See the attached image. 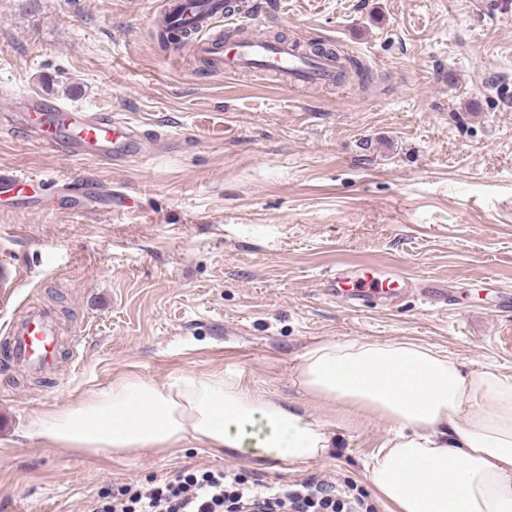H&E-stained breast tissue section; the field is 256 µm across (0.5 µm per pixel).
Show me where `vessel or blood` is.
Returning a JSON list of instances; mask_svg holds the SVG:
<instances>
[{
	"label": "vessel or blood",
	"mask_w": 512,
	"mask_h": 512,
	"mask_svg": "<svg viewBox=\"0 0 512 512\" xmlns=\"http://www.w3.org/2000/svg\"><path fill=\"white\" fill-rule=\"evenodd\" d=\"M187 0H172L163 18L168 27L188 29L186 48L210 63L215 74L236 77L268 73L285 86L326 85L336 81V62L328 56L305 54L293 40H264L247 26L236 23L232 0H196L199 18L186 9ZM0 132L24 135L73 160L104 161L120 165L145 157L148 147L164 149L173 142L170 132L149 129L115 117L68 107L53 99L32 95L24 103L0 96ZM31 177L19 172L0 174V189L25 195L31 210L44 209L41 194L28 193ZM330 298L354 304L367 296L390 301L398 291L377 275L374 266H346L325 286ZM8 353L13 363L28 372H49L59 364L57 325L51 313L34 309L12 320Z\"/></svg>",
	"instance_id": "b4317fda"
}]
</instances>
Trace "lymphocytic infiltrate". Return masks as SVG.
Segmentation results:
<instances>
[{
	"mask_svg": "<svg viewBox=\"0 0 512 512\" xmlns=\"http://www.w3.org/2000/svg\"><path fill=\"white\" fill-rule=\"evenodd\" d=\"M89 512H374L354 484L308 478L270 487L230 470H188L173 479L122 486Z\"/></svg>",
	"mask_w": 512,
	"mask_h": 512,
	"instance_id": "obj_1",
	"label": "lymphocytic infiltrate"
}]
</instances>
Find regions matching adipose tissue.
I'll return each mask as SVG.
<instances>
[{
	"label": "adipose tissue",
	"instance_id": "adipose-tissue-1",
	"mask_svg": "<svg viewBox=\"0 0 512 512\" xmlns=\"http://www.w3.org/2000/svg\"><path fill=\"white\" fill-rule=\"evenodd\" d=\"M295 375L310 399L390 424L393 435L365 474L384 512H512V374L467 369L412 341L355 339L310 344ZM338 429L215 370L162 386L122 375L75 405L34 415L28 435L67 453L164 454L193 445L297 471L332 454Z\"/></svg>",
	"mask_w": 512,
	"mask_h": 512
}]
</instances>
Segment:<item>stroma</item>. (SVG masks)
Returning a JSON list of instances; mask_svg holds the SVG:
<instances>
[{
  "instance_id": "obj_1",
  "label": "stroma",
  "mask_w": 512,
  "mask_h": 512,
  "mask_svg": "<svg viewBox=\"0 0 512 512\" xmlns=\"http://www.w3.org/2000/svg\"><path fill=\"white\" fill-rule=\"evenodd\" d=\"M164 0H0V93L158 124L180 142L142 167L73 162L0 133V172L114 190L111 215L29 213L0 200V512H85L111 487L193 468L266 482L328 475L366 489L390 438L361 410L294 382L315 341L412 340L512 373V0H266L259 31L341 47L361 74L320 89L212 75L163 49ZM401 270L397 303L327 297L339 264ZM444 288L435 302L424 289ZM50 309L83 339L58 371L22 377L5 325ZM221 369L251 392L340 424L330 459L250 467L206 448L87 458L28 438L56 411L134 373L163 385Z\"/></svg>"
}]
</instances>
